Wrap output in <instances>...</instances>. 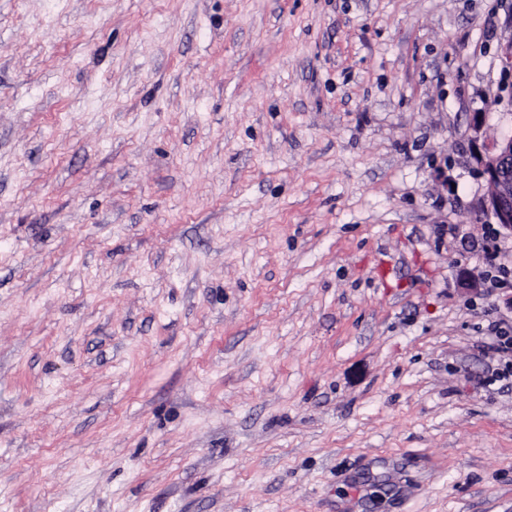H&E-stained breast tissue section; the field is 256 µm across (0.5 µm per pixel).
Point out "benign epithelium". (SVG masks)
<instances>
[{
	"label": "benign epithelium",
	"instance_id": "benign-epithelium-1",
	"mask_svg": "<svg viewBox=\"0 0 512 512\" xmlns=\"http://www.w3.org/2000/svg\"><path fill=\"white\" fill-rule=\"evenodd\" d=\"M508 35L500 39L497 53L505 72L512 71V12L505 20ZM487 115L474 112L471 127L474 133L470 140V158L474 170L490 187L487 195L476 204V212L492 217L501 228L512 231V111L501 112L498 121L508 131L488 141L480 135Z\"/></svg>",
	"mask_w": 512,
	"mask_h": 512
}]
</instances>
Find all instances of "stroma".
<instances>
[{
	"label": "stroma",
	"mask_w": 512,
	"mask_h": 512,
	"mask_svg": "<svg viewBox=\"0 0 512 512\" xmlns=\"http://www.w3.org/2000/svg\"><path fill=\"white\" fill-rule=\"evenodd\" d=\"M505 19L0 0V512H512ZM508 93L510 112H501L498 121L508 131L488 141L480 135L487 115L474 112L471 115L473 133L470 140V158L474 170L490 187L487 195L476 204V212L488 214L501 228L512 231V84L502 87ZM492 336H486L490 343L489 349L497 357L499 364L489 378L490 383L509 381L512 379V336L502 335L496 326L491 327Z\"/></svg>",
	"instance_id": "stroma-1"
}]
</instances>
